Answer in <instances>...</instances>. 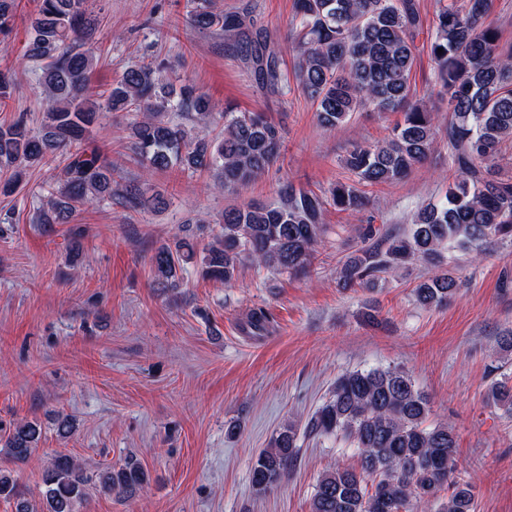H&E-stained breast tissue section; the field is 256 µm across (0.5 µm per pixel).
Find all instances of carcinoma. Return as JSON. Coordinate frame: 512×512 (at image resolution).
Masks as SVG:
<instances>
[{"mask_svg":"<svg viewBox=\"0 0 512 512\" xmlns=\"http://www.w3.org/2000/svg\"><path fill=\"white\" fill-rule=\"evenodd\" d=\"M87 2L39 0L29 18L25 56L45 63L41 85L48 104L35 133L22 117L0 125V170L11 171L0 181V194H12L25 170L62 154L61 176L34 216L36 224H69L77 206L114 198L133 210L165 204L160 193L149 195L137 184L116 180L112 163L90 146L99 120L113 112L142 113L129 125V150L148 175L174 167L210 171L224 188L239 189L270 169L282 147L279 126L261 113L226 108L217 137L192 138L166 113L207 124L214 106L194 84L171 82L159 65L135 62L107 95L91 97L87 82L94 57L82 47L96 19ZM192 2L190 26L237 38L254 80L271 94L283 93L294 77L323 128L336 130L351 114L370 107L400 112L403 120L384 143H355L347 150L343 163L357 181L338 182L325 197L289 185L278 206L249 204L224 211L220 229L202 246L188 237L159 246L152 257L157 287H178V271L190 263L226 286L245 260L278 273L308 271L326 204L357 213L367 203L359 186L397 181L424 165L434 152L437 130L426 99L416 97L411 75L414 38L426 25L432 28L433 89L448 101L445 137L455 175L444 198L420 208L407 231L375 240L367 230L370 243L338 262V283L374 288L382 274L421 261L427 273L415 288L416 301L438 307L462 286L444 267V249L482 259L499 242L512 240V177L498 176L503 146L512 141V46H503L496 31L483 26L492 0H438L430 21L419 0H295L290 26L297 62L291 75L270 51L266 29L248 34L238 16L224 13L215 0ZM17 7L18 0H0V36L9 35ZM269 323L270 314L259 308L249 315L247 327L259 336ZM488 399L512 416V376L493 382ZM430 415L429 399L405 371L349 372L336 380L331 396L304 428L285 424L270 447L258 453L250 468L252 487L264 494L289 472L300 437L340 436L355 445L359 467L326 470L310 512H476L475 486L462 476L456 457L455 430L441 422L425 425ZM42 436L38 421L17 423L3 430L0 447L11 460L24 462ZM148 480L133 458L93 475L58 452L44 477L41 512H76L92 486L130 497ZM0 498L14 500L16 512H32L7 469L0 470Z\"/></svg>","mask_w":512,"mask_h":512,"instance_id":"obj_1","label":"carcinoma"}]
</instances>
